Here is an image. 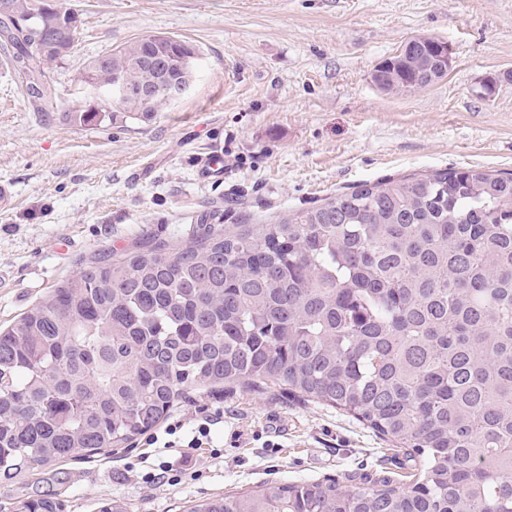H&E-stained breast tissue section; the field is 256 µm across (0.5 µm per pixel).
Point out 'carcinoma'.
Listing matches in <instances>:
<instances>
[{"label": "carcinoma", "mask_w": 512, "mask_h": 512, "mask_svg": "<svg viewBox=\"0 0 512 512\" xmlns=\"http://www.w3.org/2000/svg\"><path fill=\"white\" fill-rule=\"evenodd\" d=\"M0 50L37 100L69 55L76 13L9 0ZM197 53L148 35L84 67L112 113L150 120L168 99H114L181 77ZM448 58L416 37L372 80L425 88ZM284 393L347 411L421 458L408 488L333 478L254 490L191 512H512V177L480 168L361 184L273 224L198 219L176 251L144 242L101 253L0 330V475L121 449L189 390ZM18 512H64L42 497Z\"/></svg>", "instance_id": "obj_1"}]
</instances>
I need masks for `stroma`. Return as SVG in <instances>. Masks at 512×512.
Segmentation results:
<instances>
[{"label": "stroma", "mask_w": 512, "mask_h": 512, "mask_svg": "<svg viewBox=\"0 0 512 512\" xmlns=\"http://www.w3.org/2000/svg\"><path fill=\"white\" fill-rule=\"evenodd\" d=\"M57 2L78 13L79 34L46 69L42 110L12 68L0 69V180L15 190L0 209L2 328L94 254L144 239L180 248L202 211L270 224L363 183L469 166L512 173V0ZM151 34L197 46L185 95L145 122L120 112L71 122L92 99L85 64ZM419 36L447 42V75L420 90L379 89L375 66ZM211 151L231 167L202 183L195 156ZM217 407L215 445L192 451L189 474L163 472L179 449L148 447L141 435L114 453L0 476V512L37 496L65 512H98L113 498L128 512H190L270 480L377 489L386 478L405 488L420 466L350 414L275 390L192 391L167 419L190 429Z\"/></svg>", "instance_id": "35a3bbf8"}]
</instances>
